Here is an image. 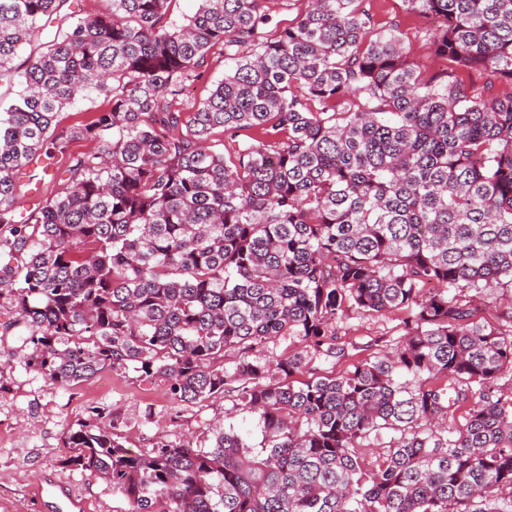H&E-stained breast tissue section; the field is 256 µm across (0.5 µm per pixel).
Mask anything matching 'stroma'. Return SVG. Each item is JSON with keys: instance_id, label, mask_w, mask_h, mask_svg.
Here are the masks:
<instances>
[{"instance_id": "35a3bbf8", "label": "stroma", "mask_w": 512, "mask_h": 512, "mask_svg": "<svg viewBox=\"0 0 512 512\" xmlns=\"http://www.w3.org/2000/svg\"><path fill=\"white\" fill-rule=\"evenodd\" d=\"M377 30L398 25L408 57L424 75L449 68L448 60L435 55L427 35L433 20L410 11L403 0H369ZM44 158H34L16 175L18 211L32 210L31 191L41 198L55 196L62 188L57 178L65 158H55L53 174H44ZM403 313L387 316L349 313L342 330L346 341L360 346H385L403 333ZM20 340H0V512H57L53 504H35L30 486L38 480L62 485L82 500L86 512H127L128 504L110 481L99 474L72 470L63 459L69 429L89 419L93 408L105 409L117 418L133 450H150L160 440L191 437L207 439L215 422L242 434L250 445H258L261 433L255 415L245 411L227 413V401L217 397L201 406L177 402L164 382L141 380L134 371L108 372L107 383L92 380L65 386L25 371L17 351Z\"/></svg>"}]
</instances>
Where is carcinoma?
<instances>
[{
	"label": "carcinoma",
	"instance_id": "obj_1",
	"mask_svg": "<svg viewBox=\"0 0 512 512\" xmlns=\"http://www.w3.org/2000/svg\"><path fill=\"white\" fill-rule=\"evenodd\" d=\"M69 2L0 0V81L20 87L0 109V337L67 386L131 369L186 404L222 396L262 439L136 452L98 413L64 463L128 512H512V316L476 319L512 288V93L422 78L365 0H308L275 34L270 0H201L182 24L173 0ZM403 2L437 19V55L512 85V0ZM217 44L224 79L176 108ZM93 93L112 107L60 126ZM39 152L68 158L65 184L25 218L15 175ZM400 310L401 341L312 373L353 356L348 312ZM283 336L304 348L260 355ZM482 310L477 314V319L493 325L501 323L503 316H510L512 311V289L499 288L484 298Z\"/></svg>",
	"mask_w": 512,
	"mask_h": 512
}]
</instances>
